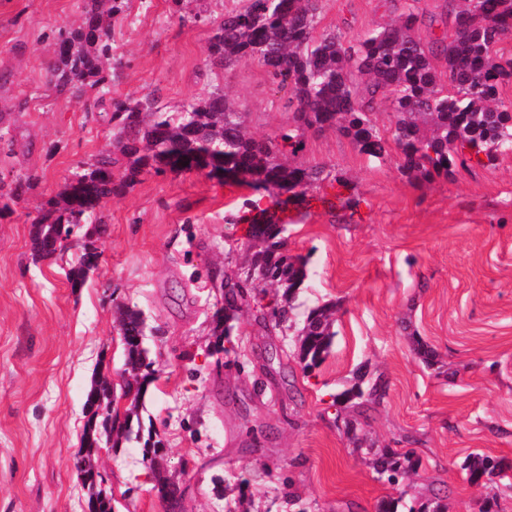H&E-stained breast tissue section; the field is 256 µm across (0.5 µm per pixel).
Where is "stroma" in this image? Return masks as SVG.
I'll return each mask as SVG.
<instances>
[{
    "instance_id": "1",
    "label": "stroma",
    "mask_w": 512,
    "mask_h": 512,
    "mask_svg": "<svg viewBox=\"0 0 512 512\" xmlns=\"http://www.w3.org/2000/svg\"><path fill=\"white\" fill-rule=\"evenodd\" d=\"M238 0H169L114 27L112 94L152 92L162 105L224 86L257 137L287 127L283 91L249 64L218 81L205 61L212 26ZM85 0H0V124L12 155L0 182L35 173L39 184L0 211V512H85L74 469L85 392L96 373L120 385L125 347L116 307L141 310L156 371L141 399L144 431L160 440L158 467L142 444L101 449L98 467L116 512H165L160 476L179 480L183 512H227L248 480L250 512H376L386 497L436 501L445 512H512V479L470 484L462 463L486 454L512 467V153L468 159L451 177L417 181L397 156L379 161L335 132H306L296 161L325 167L317 196L348 207L293 205L288 254L305 261L298 319L334 310L324 361L304 370L295 331L268 332L262 308L279 299L254 283L225 350L211 332L224 302L208 270L252 251L238 218L245 185L207 172L142 174L100 208L97 269L82 288L65 277L77 251L35 258L31 231L43 202L112 147V127L78 97L47 86L57 49L50 29L77 25ZM390 0H324L320 25L352 35L391 22ZM436 354L434 366L418 344ZM383 375L387 395L364 414L336 397L360 376ZM380 447L413 449L416 473L377 480L346 423ZM295 487L300 505L285 492Z\"/></svg>"
}]
</instances>
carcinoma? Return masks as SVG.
I'll return each instance as SVG.
<instances>
[{
  "mask_svg": "<svg viewBox=\"0 0 512 512\" xmlns=\"http://www.w3.org/2000/svg\"><path fill=\"white\" fill-rule=\"evenodd\" d=\"M398 2L393 23L352 36L339 29L318 30L322 0H243L240 8L225 13L205 47L210 66L225 75L256 63L278 87L288 88L292 124L258 139L244 126L239 103L218 87L192 97L176 112L163 110L152 93L138 100L112 96V27L128 17L127 0H90L78 27L48 33L58 55L48 84L60 95L80 93L87 80L99 88L94 108L112 123L113 150L73 173L63 191L45 202L33 224V254L50 259L65 251L74 230L82 227L86 237L102 234V226L91 221L96 208L150 170L207 168L214 175L231 173L256 190L303 197L325 173L322 166L288 162L308 130H332L374 159H385L392 143L400 152V171L422 180L452 176L466 163L467 152L485 154L490 164L511 153L512 104L500 98V88L512 81V56L499 53L496 45L512 36V0H445L448 31L426 43L414 35L426 17L422 0ZM382 106L393 117L389 138L374 119ZM36 184L34 174L19 176L6 195L18 199ZM245 205L265 217H240L252 224L257 242L251 258L231 273L211 271L215 282L237 280L224 289L222 314L213 320V335L219 337L231 335L243 288L256 280L283 290L263 321L274 330L288 328L292 295L307 278L305 263L285 249L283 221L260 209L258 200ZM99 256L84 245L67 272L71 287L84 285ZM329 312L325 306L312 310L299 330L297 355L306 369L318 366L330 349ZM116 323L126 351L122 397L129 404L124 413L115 411L112 380L101 376L91 382L82 437V458L90 462L102 448L116 451L124 442L141 439L140 402L155 374L143 346L141 313L120 307ZM386 388L379 375L367 387L358 385L341 396L360 410L379 403ZM356 447L364 450L365 462L380 480L419 465L415 454L377 448L365 434L356 438ZM463 470L470 483L479 484L501 476L504 467L496 457L477 454Z\"/></svg>",
  "mask_w": 512,
  "mask_h": 512,
  "instance_id": "carcinoma-1",
  "label": "carcinoma"
}]
</instances>
